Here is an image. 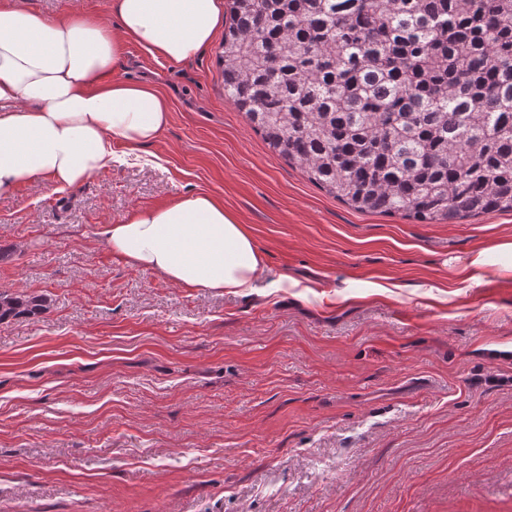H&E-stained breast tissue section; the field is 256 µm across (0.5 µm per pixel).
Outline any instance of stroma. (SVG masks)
<instances>
[{
  "label": "stroma",
  "mask_w": 512,
  "mask_h": 512,
  "mask_svg": "<svg viewBox=\"0 0 512 512\" xmlns=\"http://www.w3.org/2000/svg\"><path fill=\"white\" fill-rule=\"evenodd\" d=\"M113 23L110 0H25ZM220 48L134 43L118 78L170 103L154 144L82 186L0 199V512H512V213H360L268 151ZM209 193L245 224L248 292L177 287L101 231ZM477 282L461 267L479 251ZM49 308L47 297L24 292H0V323L19 316H36Z\"/></svg>",
  "instance_id": "stroma-1"
}]
</instances>
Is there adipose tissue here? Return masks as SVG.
<instances>
[{
    "label": "adipose tissue",
    "instance_id": "1",
    "mask_svg": "<svg viewBox=\"0 0 512 512\" xmlns=\"http://www.w3.org/2000/svg\"><path fill=\"white\" fill-rule=\"evenodd\" d=\"M119 25L73 12L51 19L25 0H0V198L42 179L83 185L116 156L155 143L170 107L146 81L113 79L131 41L181 62L216 36L223 0H112ZM102 236L130 266L190 290L239 291L262 268L253 238L223 202L197 193L138 210Z\"/></svg>",
    "mask_w": 512,
    "mask_h": 512
}]
</instances>
